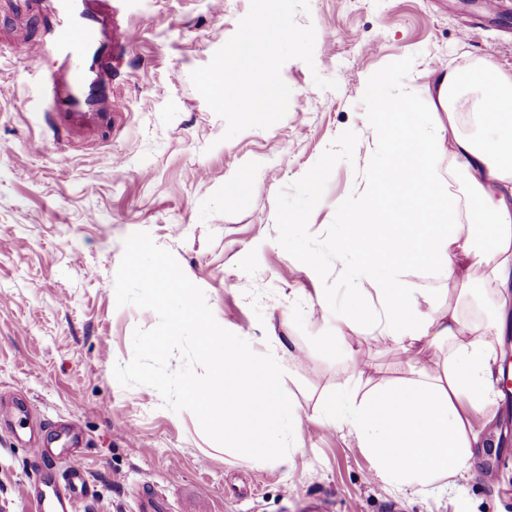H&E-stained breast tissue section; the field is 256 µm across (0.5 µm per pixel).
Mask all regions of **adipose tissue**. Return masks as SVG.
<instances>
[{
	"instance_id": "1",
	"label": "adipose tissue",
	"mask_w": 512,
	"mask_h": 512,
	"mask_svg": "<svg viewBox=\"0 0 512 512\" xmlns=\"http://www.w3.org/2000/svg\"><path fill=\"white\" fill-rule=\"evenodd\" d=\"M433 77L445 115L433 125L388 76L364 86L378 164L371 197L340 208L339 246L360 255L346 318L380 328L407 350L442 343L441 368L319 408L328 422L349 426L376 471L402 489L422 488L464 466L472 446L469 412L489 402L498 371L495 337L486 328L469 323L458 306L416 304L419 271L446 281L466 263L480 269L481 283L500 299L512 294V71L485 58L471 69H434ZM466 98L470 135L461 133L456 110ZM444 150L472 200L455 220L454 203L439 187Z\"/></svg>"
}]
</instances>
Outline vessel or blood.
<instances>
[{"mask_svg": "<svg viewBox=\"0 0 512 512\" xmlns=\"http://www.w3.org/2000/svg\"><path fill=\"white\" fill-rule=\"evenodd\" d=\"M131 30L115 32L112 0H47L44 38L39 47L54 65L39 78L35 104L48 128L84 136L111 122L110 75L117 45L132 46ZM85 480L72 472L63 489L35 497L32 512H78Z\"/></svg>", "mask_w": 512, "mask_h": 512, "instance_id": "obj_1", "label": "vessel or blood"}]
</instances>
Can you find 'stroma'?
I'll use <instances>...</instances> for the list:
<instances>
[{"instance_id":"1","label":"stroma","mask_w":512,"mask_h":512,"mask_svg":"<svg viewBox=\"0 0 512 512\" xmlns=\"http://www.w3.org/2000/svg\"><path fill=\"white\" fill-rule=\"evenodd\" d=\"M309 5L296 21L315 29L314 62L283 65L285 116L227 140L190 74L236 33L250 0H118V22L137 39L112 81L115 123L63 151L33 106L47 62L23 51L41 38L40 0H0V512H31L40 468L13 434L20 401L29 423L79 428L80 446L51 470L84 472L81 512H138L144 494L164 512H512V394L502 389L470 416L467 468L417 492L379 477L347 426L314 417L328 396L409 380L415 361L443 358L438 346L406 351L343 317L357 258L337 247V206L368 196L375 166L362 88L390 74L430 112L432 69L490 56L511 70L512 0L491 11L482 0ZM318 76L337 89L316 86ZM232 178L252 192L225 194ZM135 232L174 255L221 326L283 368L302 413L284 458L242 459L191 411L116 381L135 329L158 322L151 310L116 304L123 241ZM478 279L464 270L441 284L422 271L417 300L440 293L485 324L498 302Z\"/></svg>"}]
</instances>
